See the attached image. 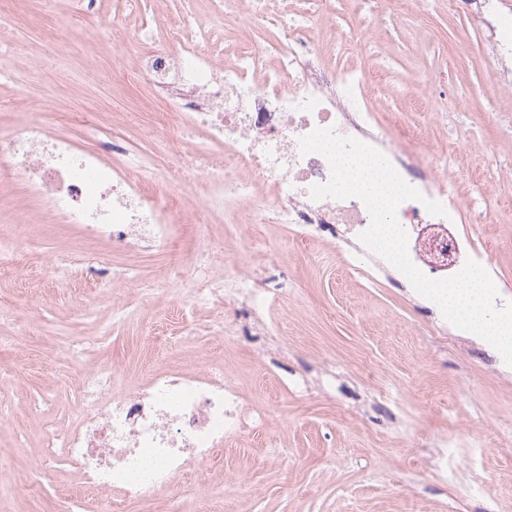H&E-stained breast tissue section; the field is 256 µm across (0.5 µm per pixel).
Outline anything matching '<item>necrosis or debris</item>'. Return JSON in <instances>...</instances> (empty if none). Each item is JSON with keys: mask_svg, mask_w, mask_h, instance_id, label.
<instances>
[{"mask_svg": "<svg viewBox=\"0 0 512 512\" xmlns=\"http://www.w3.org/2000/svg\"><path fill=\"white\" fill-rule=\"evenodd\" d=\"M349 2L344 27L331 23L335 0H211L209 20L186 12L159 30L145 20L128 26L87 0L96 27L89 35L73 32L68 51L112 42L119 76L165 91V112L200 131L212 151L184 155L171 177L148 189L126 140L78 148L27 111L20 94L22 119L0 130V177L23 184L92 241L139 242L161 253L176 225L207 224L229 209L251 227L287 224L309 238L335 239L364 260L373 278L408 287L361 242L370 214L360 199L311 196L312 186L328 181L330 165L321 155L302 154L299 140L331 128L379 150L403 180L444 207L441 216L413 200L397 209L409 257L424 275L452 276L469 259L491 266L474 233L458 229L466 218L489 222L491 211H469L454 189L456 173L421 161L397 134L371 93L381 72L359 62L333 67L320 45L324 26L333 43L379 45L378 28L364 20L378 0ZM200 180L208 186L200 205L190 209L174 199L175 188ZM78 389L90 410L66 429L47 430L46 454L98 489L104 512L127 500L151 506L173 478L211 460L254 419L236 381L212 368H159L129 390L116 387L111 368L102 366L85 373Z\"/></svg>", "mask_w": 512, "mask_h": 512, "instance_id": "1", "label": "necrosis or debris"}]
</instances>
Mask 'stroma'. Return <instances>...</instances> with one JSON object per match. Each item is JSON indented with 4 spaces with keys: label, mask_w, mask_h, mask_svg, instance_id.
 I'll return each mask as SVG.
<instances>
[{
    "label": "stroma",
    "mask_w": 512,
    "mask_h": 512,
    "mask_svg": "<svg viewBox=\"0 0 512 512\" xmlns=\"http://www.w3.org/2000/svg\"><path fill=\"white\" fill-rule=\"evenodd\" d=\"M447 2L423 0L416 26L380 18V104L429 159L463 173L472 207L498 209L475 230L512 302V97L499 95L486 49L512 0L465 15ZM66 18L95 22L82 0L51 14L0 0L12 31L0 43L1 127L25 91L50 131L82 148L127 139L148 186L181 155L206 152L187 126L150 134L158 98L114 77L109 43L90 57L46 50L32 72L33 49ZM30 211L38 223H18ZM209 248L212 273L255 265L263 322L241 304L191 298L186 274ZM12 251L23 261L0 277V512H62L66 501L97 512L98 492L46 465L41 438L67 425L81 375L102 364L126 389L159 367L217 364L265 411L262 431L191 466L152 509L128 501L120 512H512V366L416 291L368 281L335 243L229 217L180 225L163 253L90 243L24 186L0 182V252ZM90 264L106 276L86 281Z\"/></svg>",
    "instance_id": "stroma-1"
}]
</instances>
